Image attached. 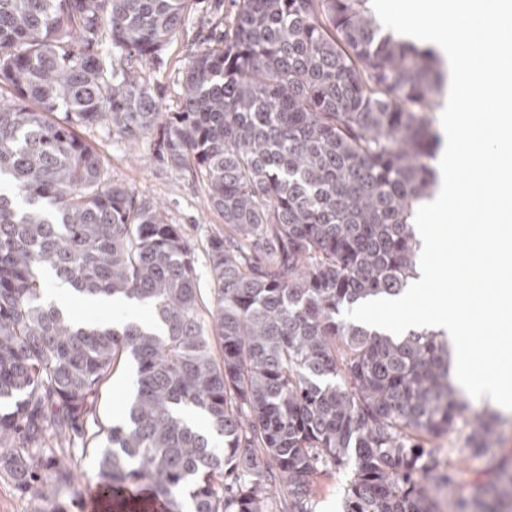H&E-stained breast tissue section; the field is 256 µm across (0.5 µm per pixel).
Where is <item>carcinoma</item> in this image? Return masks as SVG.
Masks as SVG:
<instances>
[{
	"label": "carcinoma",
	"instance_id": "carcinoma-1",
	"mask_svg": "<svg viewBox=\"0 0 512 512\" xmlns=\"http://www.w3.org/2000/svg\"><path fill=\"white\" fill-rule=\"evenodd\" d=\"M190 2L0 0V480L68 512L80 442L104 487L144 484L170 512H314L313 476L337 468L345 512H441L437 490L512 512V463L491 458L493 497L465 502L424 446L462 418L439 333L344 318L413 275L436 52L381 36L368 0H232L165 113L139 67ZM105 122L206 183L224 218L209 301L178 225L78 133ZM47 272L154 321L81 325ZM129 360L127 416L105 428L101 390ZM497 435L476 421L470 450Z\"/></svg>",
	"mask_w": 512,
	"mask_h": 512
}]
</instances>
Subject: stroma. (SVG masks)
I'll use <instances>...</instances> for the list:
<instances>
[{"mask_svg": "<svg viewBox=\"0 0 512 512\" xmlns=\"http://www.w3.org/2000/svg\"><path fill=\"white\" fill-rule=\"evenodd\" d=\"M232 9L231 0H193L181 35L165 48L159 62L142 67L140 75L156 95L163 111H177L183 74L188 62L202 48V35L217 18ZM84 136L99 152L112 182L130 187L143 199L159 206L168 223L179 225L195 255L197 286L201 291H208L211 272L206 247L211 237L223 235L224 221L211 208L201 179L193 176L188 167L163 161L152 139H143L137 148H130L127 141L106 123L85 131ZM132 375L131 366H124L104 385L97 408L100 423L109 425L123 419L131 393ZM469 434L470 425L464 422L452 433L431 441L432 447L443 450L455 464L460 492L466 497L476 492L488 466L486 458L474 456L469 451Z\"/></svg>", "mask_w": 512, "mask_h": 512, "instance_id": "1", "label": "stroma"}]
</instances>
